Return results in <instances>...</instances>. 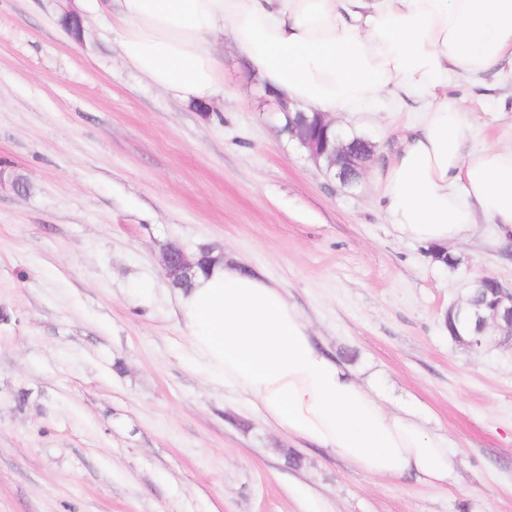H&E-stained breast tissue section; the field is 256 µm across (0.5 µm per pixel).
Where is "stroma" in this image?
<instances>
[{
  "label": "stroma",
  "instance_id": "1",
  "mask_svg": "<svg viewBox=\"0 0 512 512\" xmlns=\"http://www.w3.org/2000/svg\"><path fill=\"white\" fill-rule=\"evenodd\" d=\"M78 8L74 40L61 0H0V512H512V348H468L443 322L479 276L512 285V243L482 224L441 265L375 190L425 101L337 115L376 145L351 190L279 132L232 42L237 97L203 111L123 63L98 0ZM448 93L467 150L512 147V68ZM171 242L262 268L388 409L447 438L455 478H373L304 447L289 467L288 439L190 363Z\"/></svg>",
  "mask_w": 512,
  "mask_h": 512
}]
</instances>
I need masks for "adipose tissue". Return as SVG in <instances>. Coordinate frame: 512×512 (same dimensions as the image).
<instances>
[{
	"mask_svg": "<svg viewBox=\"0 0 512 512\" xmlns=\"http://www.w3.org/2000/svg\"><path fill=\"white\" fill-rule=\"evenodd\" d=\"M125 64L172 98L225 94L219 46L231 39L262 90L364 120L385 96L428 100L384 170L379 196L401 236L445 246L480 223L512 238V148L465 152L449 86L512 66V0H105ZM193 359L289 437L376 478L440 485L456 471L447 440L394 413L318 345L266 274L219 260L177 292Z\"/></svg>",
	"mask_w": 512,
	"mask_h": 512,
	"instance_id": "obj_1",
	"label": "adipose tissue"
}]
</instances>
